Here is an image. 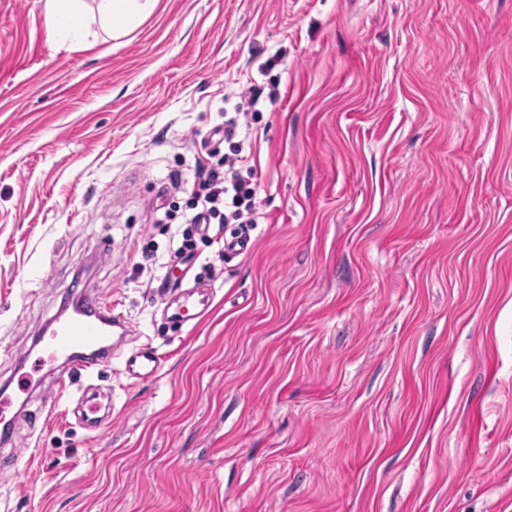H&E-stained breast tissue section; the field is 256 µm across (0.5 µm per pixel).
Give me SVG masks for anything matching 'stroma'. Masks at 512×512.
I'll use <instances>...</instances> for the list:
<instances>
[{
	"label": "stroma",
	"instance_id": "obj_1",
	"mask_svg": "<svg viewBox=\"0 0 512 512\" xmlns=\"http://www.w3.org/2000/svg\"><path fill=\"white\" fill-rule=\"evenodd\" d=\"M46 3L0 0V383L81 269L138 333L100 434L33 373L0 512H512V0H158L94 42ZM252 84L262 218L166 272ZM166 275L212 288L195 328ZM159 368V356L154 348L144 345L133 352L124 364V372L132 378L146 380L156 375Z\"/></svg>",
	"mask_w": 512,
	"mask_h": 512
}]
</instances>
